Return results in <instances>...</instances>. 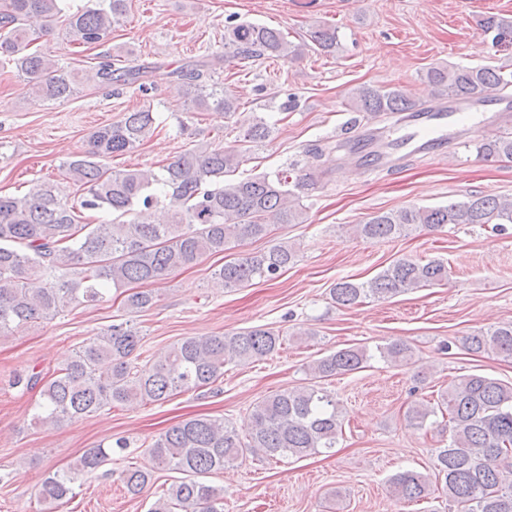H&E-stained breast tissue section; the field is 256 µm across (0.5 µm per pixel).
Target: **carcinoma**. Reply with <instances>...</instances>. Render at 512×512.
Here are the masks:
<instances>
[{"instance_id": "obj_1", "label": "carcinoma", "mask_w": 512, "mask_h": 512, "mask_svg": "<svg viewBox=\"0 0 512 512\" xmlns=\"http://www.w3.org/2000/svg\"><path fill=\"white\" fill-rule=\"evenodd\" d=\"M63 0H0V67L12 68L39 102L76 95L81 84H138L142 72L117 67L103 54L95 69L80 78L51 56L34 47L54 30ZM129 0H99L96 8H78L68 15V33L82 44L101 46L112 26L127 15ZM495 39L512 40V19L490 14L480 21ZM336 27L312 24L294 43L282 31L251 22L224 29V59H301L313 49L336 55ZM208 62L174 71L186 88L192 107L226 117L239 110L238 97L222 85L202 82ZM425 79L450 98H467L512 85V72L492 66H432ZM351 108L369 115L402 118L416 103L401 89L361 85L350 92ZM153 107L126 112L110 125L96 129L87 148L65 162L69 179L84 191L80 207L58 198L49 184L24 194H0V338L54 313L84 303L101 302L111 290L144 286L126 296V308L137 313L155 300L147 285L169 273L196 265L204 256L222 254L270 233L273 224H302V194L316 188L325 171L317 161L347 148V143L315 145L303 168L232 179L239 165L240 145L196 144L185 149L156 173L147 170L115 172L107 159L135 150L155 132ZM272 133L262 120L251 122L242 142L258 143ZM478 153L486 160L512 159V137L482 141ZM106 211L110 220L91 224L82 211ZM449 224H493L503 231L512 224V203L493 195L434 207H409L381 212L355 227L368 240H392L425 227ZM296 257L288 242L264 252L241 253L212 273L221 288H238L256 278L274 280ZM448 279V266L402 258L366 282L342 278L329 289L331 299L349 308L368 298H385ZM139 332L122 321L108 325L72 360L48 380L33 373L26 387H40L36 418L53 423L73 422L114 405L163 403L172 396L210 388L224 377V362L246 363L268 356L282 345L270 328L252 327L222 336H190L165 353L140 362ZM471 353L512 358V321L501 322L464 338ZM386 363L411 364L413 349L400 341L376 348ZM374 354L365 346H350L322 357L307 367L310 382L278 391L255 404L246 434L220 418L184 419L162 433L151 451L159 464L180 474L155 500L150 512H224V490L210 484L216 474L248 453L268 459L304 458L336 447L342 432L339 402L320 386L336 375L352 373ZM440 412L448 415V445L435 449L433 475L404 471L391 480L392 494L420 501L441 485L456 512H512V384L482 374L464 375L444 390L436 403L418 402L405 412L418 429ZM112 446L87 449L75 465L92 471L111 456ZM133 496L151 482L139 469L121 474ZM74 477L57 471L38 488V498L53 510L72 493Z\"/></svg>"}]
</instances>
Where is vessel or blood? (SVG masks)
<instances>
[{"label": "vessel or blood", "instance_id": "obj_1", "mask_svg": "<svg viewBox=\"0 0 512 512\" xmlns=\"http://www.w3.org/2000/svg\"><path fill=\"white\" fill-rule=\"evenodd\" d=\"M511 111L512 98L486 93L434 105L422 104L378 136L371 138L360 131H352V158L356 161L367 160L368 171L376 173L395 164V152L399 149L407 154L443 155L457 140L464 124L492 126L501 122Z\"/></svg>", "mask_w": 512, "mask_h": 512}]
</instances>
